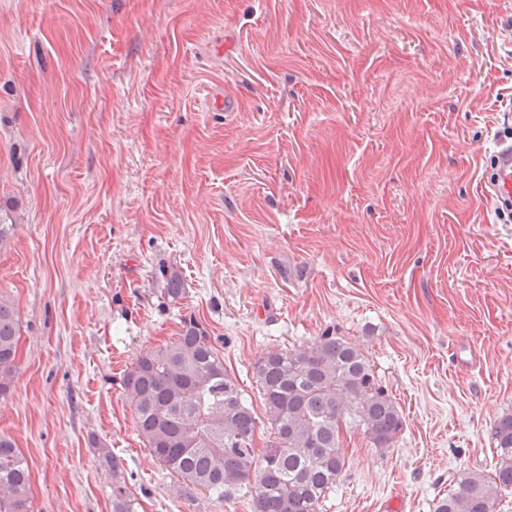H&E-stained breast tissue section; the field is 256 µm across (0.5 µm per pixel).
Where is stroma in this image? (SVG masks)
<instances>
[{
    "mask_svg": "<svg viewBox=\"0 0 512 512\" xmlns=\"http://www.w3.org/2000/svg\"><path fill=\"white\" fill-rule=\"evenodd\" d=\"M505 137L512 0H0V204H21L0 435L31 512H112L105 449L138 512H252L177 495L124 395L186 315L259 418L267 351L329 334L375 363L404 428L386 449L343 433L321 512H432L457 473L492 472L512 409V222L486 194ZM161 276L164 282V288H162L164 295L171 303H177L186 293L182 276L174 268H163ZM19 321L13 304L0 295V396L7 397L17 375Z\"/></svg>",
    "mask_w": 512,
    "mask_h": 512,
    "instance_id": "35a3bbf8",
    "label": "stroma"
}]
</instances>
